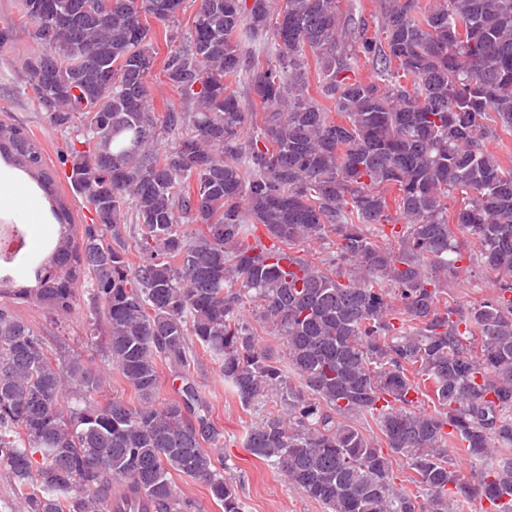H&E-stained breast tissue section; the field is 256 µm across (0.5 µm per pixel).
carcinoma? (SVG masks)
Returning <instances> with one entry per match:
<instances>
[{"instance_id":"carcinoma-1","label":"carcinoma","mask_w":512,"mask_h":512,"mask_svg":"<svg viewBox=\"0 0 512 512\" xmlns=\"http://www.w3.org/2000/svg\"><path fill=\"white\" fill-rule=\"evenodd\" d=\"M184 3L114 0L107 23L54 14L24 62L33 78L53 60L34 99L72 132L66 178L94 218L78 242L62 233L36 287L0 277V471L23 512H114L121 488L154 512H189L175 474L244 512L212 452L224 433L190 375L195 344L242 408L279 400L283 414L248 428L243 448L328 512H466L483 500L481 512H512V168L482 143L492 112L512 130V0L423 11L383 0L373 35L337 0H203L164 60L181 106L158 115L143 18L171 42ZM362 58L379 81L356 75ZM232 79L263 115L245 111ZM161 137L171 146L159 151ZM0 158L35 176L58 224L75 228L23 127L0 121ZM392 186L404 229L380 245L368 229L389 221ZM328 239V256H301ZM471 246L502 285L453 306L448 270ZM30 300L59 319L86 307L87 345L133 399L103 398L110 372L57 354L10 306ZM260 328L284 358L258 343ZM164 367L181 380L168 400ZM423 399L432 412L417 409ZM367 418L379 434L357 426ZM450 448L478 473L463 474Z\"/></svg>"}]
</instances>
